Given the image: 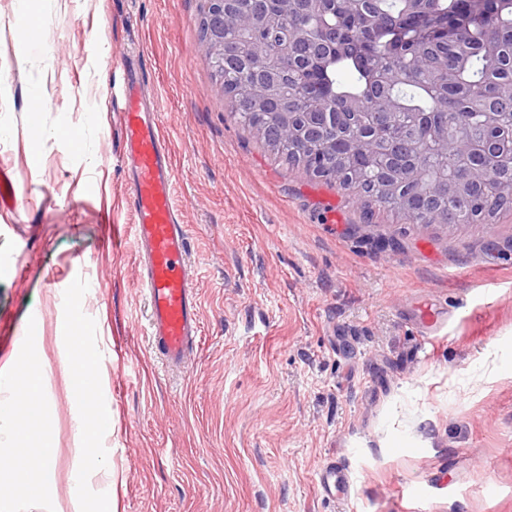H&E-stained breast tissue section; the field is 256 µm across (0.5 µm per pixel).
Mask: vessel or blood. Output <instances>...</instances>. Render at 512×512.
I'll use <instances>...</instances> for the list:
<instances>
[{
  "instance_id": "vessel-or-blood-1",
  "label": "vessel or blood",
  "mask_w": 512,
  "mask_h": 512,
  "mask_svg": "<svg viewBox=\"0 0 512 512\" xmlns=\"http://www.w3.org/2000/svg\"><path fill=\"white\" fill-rule=\"evenodd\" d=\"M132 74L120 110L123 162L135 217V244L150 316L152 350L171 368L193 348L199 317L189 275L188 233L174 202L175 169L160 113L144 111Z\"/></svg>"
}]
</instances>
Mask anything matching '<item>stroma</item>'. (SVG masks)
<instances>
[{
    "mask_svg": "<svg viewBox=\"0 0 512 512\" xmlns=\"http://www.w3.org/2000/svg\"><path fill=\"white\" fill-rule=\"evenodd\" d=\"M204 0H0V364L40 331L67 492L75 405L59 360L63 294L89 289L118 512H512V211L412 224L288 165L244 128L202 47ZM47 13L20 50V8ZM162 115L189 234L199 335L183 368L148 340L121 164L126 68ZM49 104L35 140L28 96ZM97 113L96 156L56 137ZM110 224H102V217ZM444 327L427 344L420 321ZM330 462L348 492L320 486Z\"/></svg>",
    "mask_w": 512,
    "mask_h": 512,
    "instance_id": "obj_1",
    "label": "stroma"
}]
</instances>
